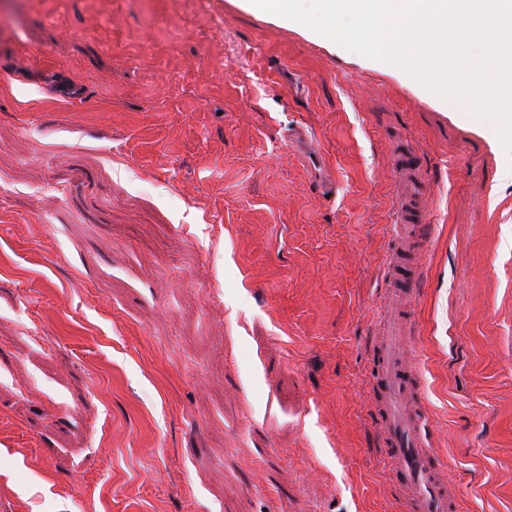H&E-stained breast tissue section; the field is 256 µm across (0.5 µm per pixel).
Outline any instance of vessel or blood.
<instances>
[{
	"instance_id": "1",
	"label": "vessel or blood",
	"mask_w": 512,
	"mask_h": 512,
	"mask_svg": "<svg viewBox=\"0 0 512 512\" xmlns=\"http://www.w3.org/2000/svg\"><path fill=\"white\" fill-rule=\"evenodd\" d=\"M400 293L418 288L415 264L400 259L393 266ZM403 318L373 352L375 409L391 477L405 498L406 512H452L455 501L441 477V458L432 451L424 417L414 406L419 379L402 350Z\"/></svg>"
}]
</instances>
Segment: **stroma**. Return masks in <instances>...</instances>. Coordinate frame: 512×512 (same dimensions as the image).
I'll return each mask as SVG.
<instances>
[{
    "instance_id": "stroma-1",
    "label": "stroma",
    "mask_w": 512,
    "mask_h": 512,
    "mask_svg": "<svg viewBox=\"0 0 512 512\" xmlns=\"http://www.w3.org/2000/svg\"><path fill=\"white\" fill-rule=\"evenodd\" d=\"M406 297L459 512H512V160L242 0H0V512H404L370 390ZM392 271L393 277L400 287L395 289L400 293L407 295L409 290L418 288L420 280L419 276L416 275V266L412 261L401 258L394 264Z\"/></svg>"
}]
</instances>
